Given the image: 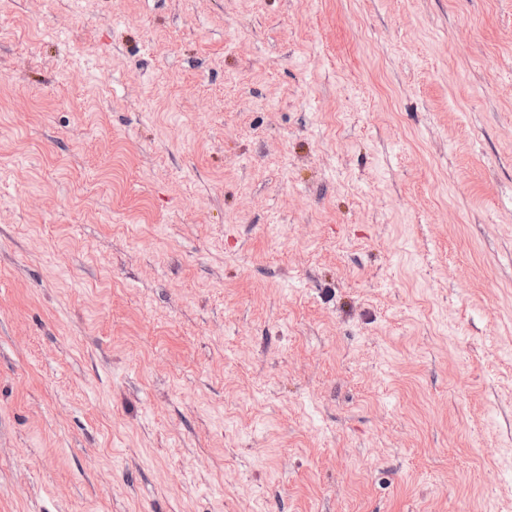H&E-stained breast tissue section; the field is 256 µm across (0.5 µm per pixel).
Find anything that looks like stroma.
Segmentation results:
<instances>
[{
    "mask_svg": "<svg viewBox=\"0 0 512 512\" xmlns=\"http://www.w3.org/2000/svg\"><path fill=\"white\" fill-rule=\"evenodd\" d=\"M0 512H512V0H0Z\"/></svg>",
    "mask_w": 512,
    "mask_h": 512,
    "instance_id": "1",
    "label": "stroma"
}]
</instances>
